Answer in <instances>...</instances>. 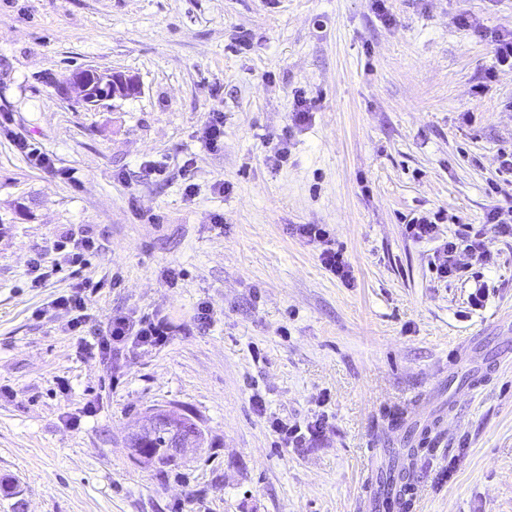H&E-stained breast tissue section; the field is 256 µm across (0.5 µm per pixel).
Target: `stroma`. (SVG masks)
I'll return each instance as SVG.
<instances>
[{"label":"stroma","instance_id":"stroma-1","mask_svg":"<svg viewBox=\"0 0 512 512\" xmlns=\"http://www.w3.org/2000/svg\"><path fill=\"white\" fill-rule=\"evenodd\" d=\"M385 6L0 0V512H380L365 479L414 425L431 444L410 512H512V238L487 226L490 260L464 258L465 276L443 282L433 243L405 230L419 213L484 224L512 208L499 171L512 69L485 78L512 0ZM88 65L140 93L92 110L62 98L57 82ZM299 91L314 107L295 125ZM215 109L224 146L211 150L200 129ZM17 134L72 179L33 168ZM299 224L327 225L352 285ZM64 229L94 232L98 254L79 278L30 287L29 260ZM78 279L95 288L81 336L50 307ZM119 312L177 330L95 357ZM169 406L203 447L133 464L144 410Z\"/></svg>","mask_w":512,"mask_h":512}]
</instances>
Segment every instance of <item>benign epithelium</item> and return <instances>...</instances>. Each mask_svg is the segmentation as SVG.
Segmentation results:
<instances>
[{"mask_svg":"<svg viewBox=\"0 0 512 512\" xmlns=\"http://www.w3.org/2000/svg\"><path fill=\"white\" fill-rule=\"evenodd\" d=\"M59 91L66 98L92 109L105 101L135 97L140 93V85L120 72L91 65L66 75L59 85Z\"/></svg>","mask_w":512,"mask_h":512,"instance_id":"obj_1","label":"benign epithelium"}]
</instances>
